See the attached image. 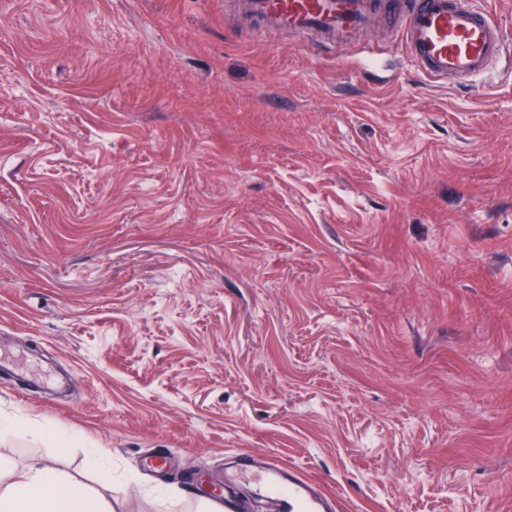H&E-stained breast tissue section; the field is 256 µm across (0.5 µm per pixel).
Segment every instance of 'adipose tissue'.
<instances>
[{"label": "adipose tissue", "instance_id": "adipose-tissue-1", "mask_svg": "<svg viewBox=\"0 0 512 512\" xmlns=\"http://www.w3.org/2000/svg\"><path fill=\"white\" fill-rule=\"evenodd\" d=\"M0 512H109L103 500L66 487L49 467L17 472L0 455Z\"/></svg>", "mask_w": 512, "mask_h": 512}]
</instances>
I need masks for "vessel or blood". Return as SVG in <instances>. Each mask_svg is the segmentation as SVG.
<instances>
[{
	"instance_id": "b4317fda",
	"label": "vessel or blood",
	"mask_w": 512,
	"mask_h": 512,
	"mask_svg": "<svg viewBox=\"0 0 512 512\" xmlns=\"http://www.w3.org/2000/svg\"><path fill=\"white\" fill-rule=\"evenodd\" d=\"M224 9L252 29L314 34L339 48L375 20L393 22L418 69L439 81L478 75L502 50L499 24L468 0H225ZM241 482L276 512H341L340 497L296 465L251 455L226 476L222 512H248Z\"/></svg>"
}]
</instances>
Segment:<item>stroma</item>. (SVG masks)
<instances>
[{"label":"stroma","mask_w":512,"mask_h":512,"mask_svg":"<svg viewBox=\"0 0 512 512\" xmlns=\"http://www.w3.org/2000/svg\"><path fill=\"white\" fill-rule=\"evenodd\" d=\"M476 2L502 54L446 84L373 28L0 0V453L112 512H201L239 453L512 512V0Z\"/></svg>","instance_id":"35a3bbf8"}]
</instances>
